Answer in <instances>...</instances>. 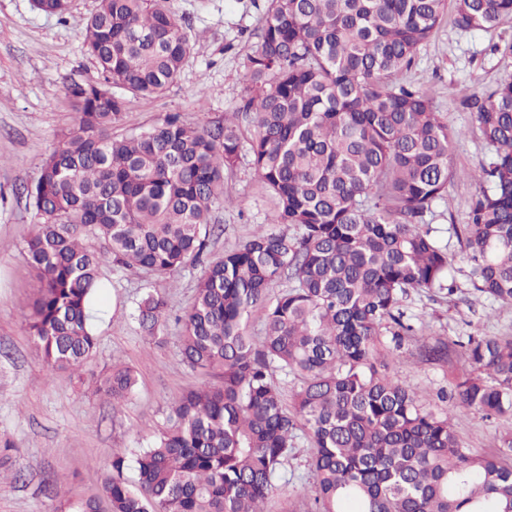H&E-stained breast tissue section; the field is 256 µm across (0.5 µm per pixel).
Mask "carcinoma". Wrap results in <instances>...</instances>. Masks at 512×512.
<instances>
[{
  "label": "carcinoma",
  "mask_w": 512,
  "mask_h": 512,
  "mask_svg": "<svg viewBox=\"0 0 512 512\" xmlns=\"http://www.w3.org/2000/svg\"><path fill=\"white\" fill-rule=\"evenodd\" d=\"M33 6L71 12V0ZM444 6L268 0L239 112L212 129L170 113L115 135L125 112L177 79L190 41L170 0H98L83 44L100 80L67 87L77 123L28 191L39 224L25 251L42 288L25 321L47 366L73 369L96 350L86 306L101 266L158 278L199 266L179 352L219 382L175 399L152 444L131 452L138 486L117 453L97 495L74 512H100L103 501L109 512H266L299 431L312 448L309 512H512V437L472 454L448 417L392 377L384 342L398 347L411 330L409 291L443 287L452 268L425 217L447 193L463 131L436 112L430 89L393 81ZM506 15L512 0H457L455 25L485 30ZM462 103L490 156L468 223L453 231L471 253L473 288L512 304V81ZM240 114L254 115L248 140ZM247 157L275 209L210 260L213 208L232 198L228 176ZM167 306L158 292L139 303L149 336L166 329ZM256 313L260 337L250 331ZM449 345L430 336L418 356L446 363ZM453 345L472 367L454 384L459 404L512 415V337ZM276 370L300 380L289 403ZM135 385L133 370L115 365L101 391L116 406Z\"/></svg>",
  "instance_id": "1"
}]
</instances>
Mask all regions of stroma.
Masks as SVG:
<instances>
[{"mask_svg": "<svg viewBox=\"0 0 512 512\" xmlns=\"http://www.w3.org/2000/svg\"><path fill=\"white\" fill-rule=\"evenodd\" d=\"M97 4L72 0L71 14L62 21L36 10L32 0H0V442L15 445L10 477L0 482V512H71L72 503L96 494L113 453L147 447L163 428L169 404L208 381L183 362L178 326L168 325L158 340L146 336L136 320L139 301L153 289L166 293L171 315L182 314L194 297L201 273L197 267L159 279L102 266L107 288L101 300L107 314L96 328L93 356L76 370L49 369L24 321L40 288L25 259L36 222L27 190L52 144L76 123L67 86L100 78L83 50L80 27ZM170 5L190 39L182 72L163 93L129 109L116 133L149 127L169 112L210 128L241 105V77L266 0H170ZM455 13L456 0H447L434 33L410 69L397 76L398 82L431 88L436 111L449 127L464 132L452 147L455 175L448 191L426 216L453 257L454 288L410 293L404 308L414 331L394 351L391 374L422 393L433 411L450 414L462 445L483 455L512 434V418L487 419L459 407L455 398L440 399V391L451 390L455 375L470 368L461 348H454L445 364L417 357L427 336L451 341L469 335L512 336V305L474 291L466 250L451 230L466 223L480 166L490 153L462 99L512 80V16L488 30L463 31L454 24ZM229 183L234 201L213 213L210 250L215 258L266 223L274 208L273 197L248 163L239 165ZM118 361L135 371L137 386L116 407L97 388ZM311 451L306 434H299L268 512H304L303 495L312 483ZM57 476L64 478L63 486L53 485Z\"/></svg>", "mask_w": 512, "mask_h": 512, "instance_id": "1", "label": "stroma"}]
</instances>
